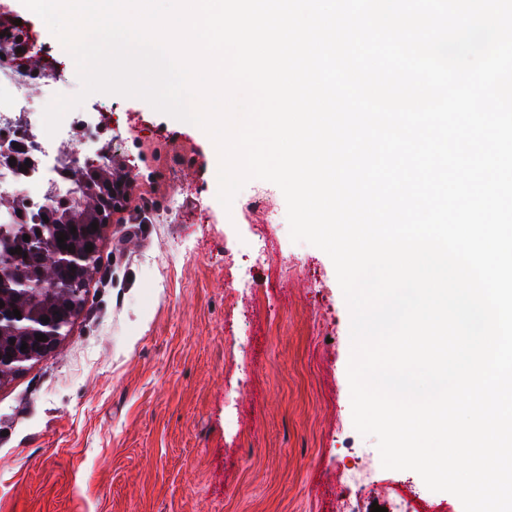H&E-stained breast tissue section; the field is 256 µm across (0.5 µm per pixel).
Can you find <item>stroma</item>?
<instances>
[{
    "instance_id": "1",
    "label": "stroma",
    "mask_w": 512,
    "mask_h": 512,
    "mask_svg": "<svg viewBox=\"0 0 512 512\" xmlns=\"http://www.w3.org/2000/svg\"><path fill=\"white\" fill-rule=\"evenodd\" d=\"M7 9L75 95L60 41ZM79 112L136 187L68 336L0 383V512H463L355 429L350 312L279 187L223 206L203 130L120 95Z\"/></svg>"
}]
</instances>
